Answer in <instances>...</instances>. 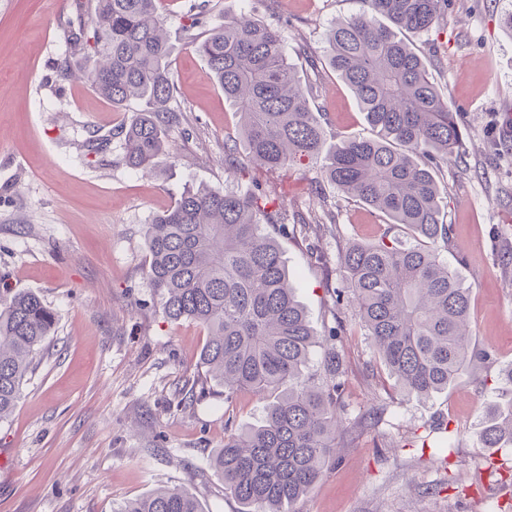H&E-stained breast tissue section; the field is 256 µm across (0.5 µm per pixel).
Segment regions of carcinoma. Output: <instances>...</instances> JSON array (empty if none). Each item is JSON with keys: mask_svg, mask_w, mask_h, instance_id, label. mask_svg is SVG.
<instances>
[{"mask_svg": "<svg viewBox=\"0 0 512 512\" xmlns=\"http://www.w3.org/2000/svg\"><path fill=\"white\" fill-rule=\"evenodd\" d=\"M363 9L332 24L327 65L352 90L373 131L326 148V132L300 86L281 32L246 14L226 15L201 34L205 5H195L184 39L207 64L240 117L249 160L268 170L302 160L321 163L325 178L348 199L404 225L412 240L393 237L351 245L338 257L343 287L381 365L406 396L448 389L462 368L486 361L468 328L470 289L438 243L451 241L437 179L463 141L457 110L429 76L426 62L401 33H424L443 19L448 0H360ZM159 0H79L70 22L66 78L87 82L121 108L141 109L123 131L124 159L149 171L167 155L177 123L171 47ZM266 196H240L198 186L147 225V279L172 321L202 325L204 382L266 400L262 424L224 440L211 464L241 512H287L336 459L342 426L338 395L343 357L329 348L325 381L305 373L317 344L289 281L279 243L264 224L286 226ZM56 313L32 291H0V422L15 410L33 359L46 345ZM486 448L512 445V403L498 406L478 432ZM119 512H203L196 497L166 486L126 502Z\"/></svg>", "mask_w": 512, "mask_h": 512, "instance_id": "1", "label": "carcinoma"}]
</instances>
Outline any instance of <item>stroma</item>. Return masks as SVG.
I'll use <instances>...</instances> for the list:
<instances>
[{
	"label": "stroma",
	"mask_w": 512,
	"mask_h": 512,
	"mask_svg": "<svg viewBox=\"0 0 512 512\" xmlns=\"http://www.w3.org/2000/svg\"><path fill=\"white\" fill-rule=\"evenodd\" d=\"M192 0H163L180 123L174 150L151 172L123 161L119 131L137 102L113 108L88 83L56 66L76 0H0V290L32 291L56 313L11 417L0 422V512H116L164 485L195 496L204 512H239L211 467L229 430L259 424L250 392L232 404L202 395L204 328L169 320L146 276L145 232L192 186L264 192L288 227L265 225L280 245L292 286L318 336L342 324L344 424L339 462L328 464L293 512H512L511 448L476 435L512 363V36L502 0H449L443 21L412 41L461 116L457 157L441 164L451 241L440 255L471 290L476 347L492 359L463 369L448 390L401 396L357 323L337 302L336 258L350 243L373 244L381 215L345 199L319 165L270 171L249 161L234 106L183 40ZM360 0H208L205 20L252 12L278 28L290 60L300 45L321 59L328 143L371 136L356 99L327 64L331 21ZM103 154H86L92 135ZM235 145L241 169H224Z\"/></svg>",
	"instance_id": "35a3bbf8"
}]
</instances>
